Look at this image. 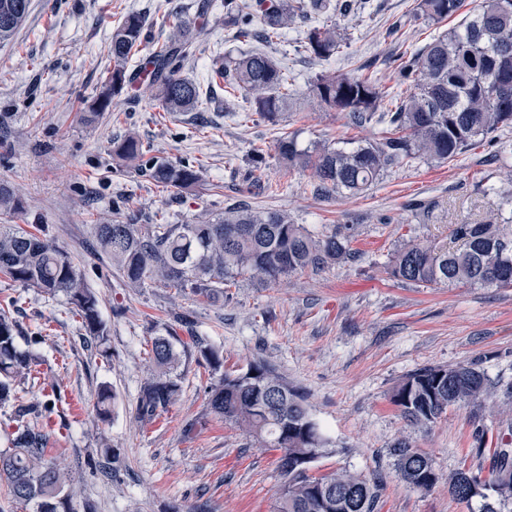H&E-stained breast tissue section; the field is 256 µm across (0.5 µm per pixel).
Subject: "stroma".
<instances>
[{
	"label": "stroma",
	"mask_w": 512,
	"mask_h": 512,
	"mask_svg": "<svg viewBox=\"0 0 512 512\" xmlns=\"http://www.w3.org/2000/svg\"><path fill=\"white\" fill-rule=\"evenodd\" d=\"M206 2L31 0L17 35L0 43V113L10 115L0 140V182L25 203L23 213L0 214V224L42 225L96 293L107 327L105 341H94L65 296L48 298L0 275V309L16 321L21 348L35 355L15 394L54 404L48 460L67 475L76 504L95 512H274L278 451L259 447L209 411L211 375L195 356L183 361L182 392L172 405L151 420L137 413L150 375V341L184 315L223 350L225 369L263 361L303 393L329 440L313 475L347 470L379 477V512H480L482 499L450 496L448 477L477 468V432H484L486 447L512 448V426L488 412L512 407L505 396L512 387V287L409 284L393 278L388 263L409 242L446 243L449 225L512 215L498 198L512 192V159L499 161L479 140L447 162L391 169L361 194L323 195L310 171L285 167L277 150L287 135L303 149L375 138L379 124L354 126L345 113L317 103L316 78L329 67L392 87L397 55L457 27L458 19L431 24L417 15V0H370L368 11L340 17L351 46L324 64L305 53L304 26L267 43L236 36L224 27L223 9H213L181 75L204 81L218 49L235 57L265 52L296 78L278 121L254 112L229 115L244 100L241 90L218 92L191 112H166L136 87L96 123L81 122L112 65L108 46L126 14L145 17L138 52L145 60L174 23L195 18ZM130 131L154 155L198 165L200 182L165 190L140 163L120 161L112 146ZM488 184L495 193H485ZM237 205L288 213L316 235L353 227L352 256L266 288L242 279L213 302L171 288H124L119 271L94 248L92 226L102 218L148 224L162 214L186 224ZM473 361L494 387L486 410L461 403L428 427L407 426L391 397L410 373ZM52 384L57 391L50 395ZM103 385L114 394L105 421L96 412ZM404 435L434 461L439 480L430 490L408 486L392 466L388 449ZM106 448L118 458L105 472L97 463Z\"/></svg>",
	"instance_id": "35a3bbf8"
}]
</instances>
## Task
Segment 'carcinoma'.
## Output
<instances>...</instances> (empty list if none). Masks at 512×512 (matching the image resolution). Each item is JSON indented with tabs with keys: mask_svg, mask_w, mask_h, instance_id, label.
I'll list each match as a JSON object with an SVG mask.
<instances>
[{
	"mask_svg": "<svg viewBox=\"0 0 512 512\" xmlns=\"http://www.w3.org/2000/svg\"><path fill=\"white\" fill-rule=\"evenodd\" d=\"M462 0H418L417 11L439 24L454 16ZM30 0H0V42L11 40L24 23ZM342 0H224V27L240 37L251 33L254 14L260 13L262 37L280 40L284 29L298 18L315 23L305 31L304 48L318 60L345 53L351 37L340 32L336 15L349 11ZM143 21L136 13L126 16L112 34L108 53L112 68L99 97L83 113L94 123L126 94L132 80L129 69L139 46ZM196 30L187 20L172 26L167 41L149 65L136 73L149 74L144 83L167 112H189L203 104V88L217 80L248 92L246 110L273 121L288 104L295 77L262 52L237 57L218 54L213 78L201 84L180 75L181 63L190 55ZM397 85L411 91L392 112H382L395 93L383 90L369 77L351 73L320 75L313 89L317 101L346 113L352 124L373 121L386 125L383 135L351 149L323 146L313 152L299 147L293 136L278 140V154L289 167L310 170L324 192L358 193L378 181L388 169L416 160L445 162L453 159L478 137L512 126V0H481L460 28L433 39L424 47L399 56ZM113 153L129 161H142L151 178L166 189L186 190L200 180V170L186 162L162 157L145 158L139 136L129 132ZM24 209L23 201L0 183V212ZM97 252L118 269L122 285L142 288L153 284L174 288L218 302L224 289L245 277L267 287L303 270L317 271L347 255L351 228L335 227L312 236L280 211L228 209L193 224H128L117 220L93 225ZM453 246L413 241L393 256L391 275L415 285L469 283L512 286V217L449 225ZM0 274L27 288L66 296L90 338L102 341L106 324L95 292L89 288L69 254L42 229L31 232L13 224L0 225ZM196 353L198 363L215 375L208 391L211 413L235 424L261 446L280 452L282 484L275 512H377L380 481L349 471L321 476L309 474L302 459L322 457L329 445L311 419L303 395L261 363L244 371L224 370L220 347L201 336L186 342L176 328L151 340L150 363L154 373L141 386L137 411L151 419L177 400L182 391V356ZM34 358L17 343V324L0 313V404L14 398V384L29 374ZM491 391L487 376L476 363L448 368L425 367L410 374L392 394L401 416L413 426H428L449 407L461 402L481 405ZM111 389L97 394L99 417L110 416ZM49 401L40 406L20 405L21 424L0 448V478L6 480L13 500L30 512H76L73 494L64 474L45 461L49 435L28 422L51 412ZM389 455L400 478L412 487L430 489L437 475H429L433 461L407 437L395 441ZM512 469V455L493 450L488 492L481 512H498L491 499L512 500V484L498 483L495 475ZM480 473L461 469L448 479V492L470 502L469 491Z\"/></svg>",
	"mask_w": 512,
	"mask_h": 512,
	"instance_id": "obj_1",
	"label": "carcinoma"
}]
</instances>
